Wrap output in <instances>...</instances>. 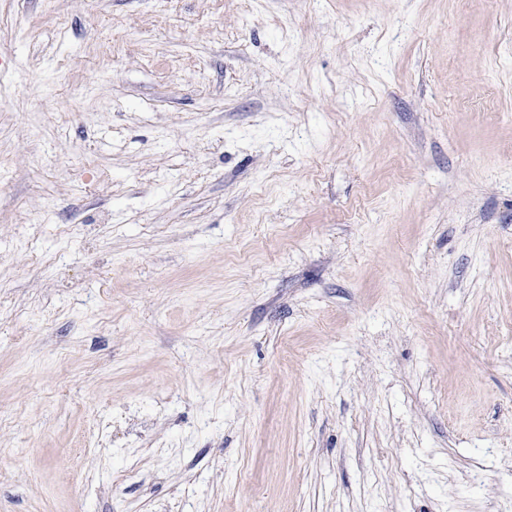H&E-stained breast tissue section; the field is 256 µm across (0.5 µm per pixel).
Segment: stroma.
Listing matches in <instances>:
<instances>
[{"instance_id": "1", "label": "stroma", "mask_w": 512, "mask_h": 512, "mask_svg": "<svg viewBox=\"0 0 512 512\" xmlns=\"http://www.w3.org/2000/svg\"><path fill=\"white\" fill-rule=\"evenodd\" d=\"M0 512H512V0H0Z\"/></svg>"}]
</instances>
